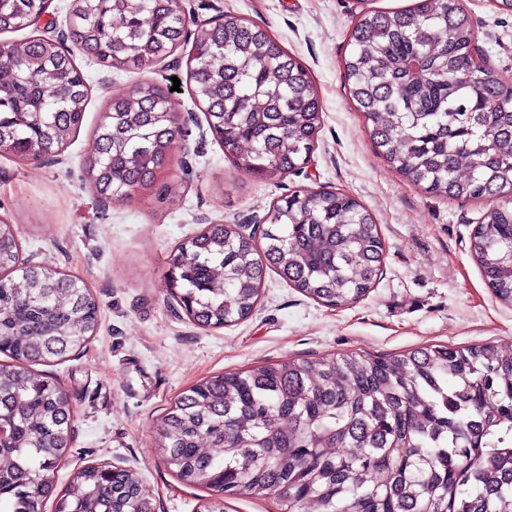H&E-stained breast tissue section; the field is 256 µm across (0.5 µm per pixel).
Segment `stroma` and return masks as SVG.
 <instances>
[{"instance_id":"35a3bbf8","label":"stroma","mask_w":512,"mask_h":512,"mask_svg":"<svg viewBox=\"0 0 512 512\" xmlns=\"http://www.w3.org/2000/svg\"><path fill=\"white\" fill-rule=\"evenodd\" d=\"M413 0H182L189 33L218 17L265 27L309 69L323 109L315 150L302 169L262 181L236 169L215 141L187 83L188 51L126 71L74 56L89 86L81 129L56 158L0 157V218L13 225L21 258L83 279L99 305L86 346L39 366L72 408L65 486L73 467L106 463L136 470L156 512H197L207 492L189 486L154 448L166 409L197 382L290 358L356 353L390 356L428 344L512 345V307L487 287L469 239L489 207L482 200L430 196L393 171L371 144L352 104L341 60L366 11L409 8ZM72 0H51L38 26L0 34V42L67 34ZM489 64L512 83V15L492 0H463ZM181 80L173 90V80ZM143 82L168 89L181 131L155 190L103 201L84 159L111 97ZM328 189L362 202L381 226L383 274L362 301L328 308L269 274L254 314L220 329L201 328L172 300L167 270L176 246L208 224L252 228L270 203L293 190Z\"/></svg>"}]
</instances>
